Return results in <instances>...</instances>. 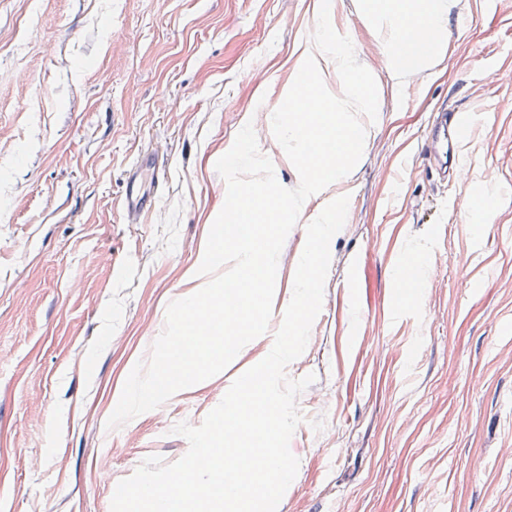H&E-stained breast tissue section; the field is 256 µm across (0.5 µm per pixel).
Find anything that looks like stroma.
Wrapping results in <instances>:
<instances>
[{
    "instance_id": "obj_1",
    "label": "stroma",
    "mask_w": 512,
    "mask_h": 512,
    "mask_svg": "<svg viewBox=\"0 0 512 512\" xmlns=\"http://www.w3.org/2000/svg\"><path fill=\"white\" fill-rule=\"evenodd\" d=\"M436 61L388 66L364 0L330 22L372 69L378 113L353 171L303 204L263 335L220 374L110 430L125 380L197 270L227 193L215 163L252 124L278 182L299 176L268 117L312 49L320 0H0V512H111L143 460L189 449L270 351L307 225L348 196L322 309L289 378L314 374L277 512H512V0H448ZM473 112L462 183L427 158L432 111ZM167 162L126 223L139 150ZM436 288L407 296L404 258Z\"/></svg>"
}]
</instances>
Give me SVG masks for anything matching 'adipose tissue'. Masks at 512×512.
<instances>
[{
	"label": "adipose tissue",
	"mask_w": 512,
	"mask_h": 512,
	"mask_svg": "<svg viewBox=\"0 0 512 512\" xmlns=\"http://www.w3.org/2000/svg\"><path fill=\"white\" fill-rule=\"evenodd\" d=\"M373 15L384 19L391 31V65L398 71L424 66L422 58L409 52L412 44L426 39L429 30L445 31L447 0H368Z\"/></svg>",
	"instance_id": "adipose-tissue-1"
}]
</instances>
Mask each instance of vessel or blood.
I'll use <instances>...</instances> for the list:
<instances>
[{"mask_svg": "<svg viewBox=\"0 0 512 512\" xmlns=\"http://www.w3.org/2000/svg\"><path fill=\"white\" fill-rule=\"evenodd\" d=\"M471 117L465 112L440 111L433 123L427 142V150L435 161L439 174L457 171L459 178H466L467 163L461 158L464 141ZM166 167L158 156L140 154L125 172V189L121 205L128 223L138 224L157 205L161 195Z\"/></svg>", "mask_w": 512, "mask_h": 512, "instance_id": "b4317fda", "label": "vessel or blood"}]
</instances>
